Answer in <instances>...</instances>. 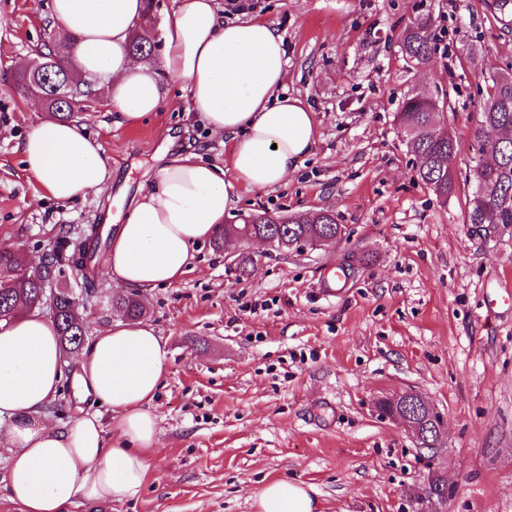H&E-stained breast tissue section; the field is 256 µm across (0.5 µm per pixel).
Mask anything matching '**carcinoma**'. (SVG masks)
<instances>
[{"label":"carcinoma","mask_w":512,"mask_h":512,"mask_svg":"<svg viewBox=\"0 0 512 512\" xmlns=\"http://www.w3.org/2000/svg\"><path fill=\"white\" fill-rule=\"evenodd\" d=\"M402 49L412 61L425 64L433 52L432 22L428 17L416 19L401 36ZM491 89L483 104L473 132L474 146L479 155H492L493 166L477 163L473 166L474 188L466 201L467 223L512 226V71L495 72L490 76ZM439 102L431 98L407 99L397 122L401 131L428 128V134L417 138L415 154L419 159L417 178L438 197H448L455 191L457 142L454 136L439 127ZM339 224L333 215L313 217L305 212L287 219L266 212L253 214L236 225V229L251 236L276 239V246L290 249L301 240L336 234ZM102 248L99 227H92L82 244L71 252L58 248L47 253L43 270L30 271L22 257L14 252L0 251V321L9 322L19 312L39 309L48 300L43 284L54 269L70 263L83 273L85 292L95 284V264ZM58 335L65 350L73 353L83 345L85 326L74 294L67 288L57 289L53 299ZM113 306L130 320L145 312L136 294L115 297Z\"/></svg>","instance_id":"cac0c4a2"}]
</instances>
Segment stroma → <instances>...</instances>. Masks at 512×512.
<instances>
[{
  "mask_svg": "<svg viewBox=\"0 0 512 512\" xmlns=\"http://www.w3.org/2000/svg\"><path fill=\"white\" fill-rule=\"evenodd\" d=\"M48 0H0V244L26 263L70 244L116 214L155 179L167 138L205 163L225 164L223 139L170 101L136 126H118L105 81L79 118L105 150L103 192L60 203L24 169L18 143L47 118L12 75L32 64L48 24ZM240 15L272 23L285 42V86L311 107L317 145L286 183L244 191L230 224L268 211H331L345 233L325 250L265 244L199 246L192 268L143 301L144 320L169 348V373L151 409L158 448L137 497L77 502L70 512H254L266 480L311 485L320 512H419L433 478L450 488L441 512H512V316L493 319L497 284L512 285V227L466 221L467 185L441 200L417 179L396 116L415 95L448 99L441 115L458 145L457 171L475 158L473 129L490 68L512 64V5L496 0H242ZM431 16L435 51L409 62L400 33ZM248 262L247 274L235 266ZM96 267L78 290L87 337L110 324L124 288ZM343 267L335 294L326 273ZM79 359L63 370L46 408L56 425L99 412L79 397ZM413 390L443 420L436 449L385 417L381 400Z\"/></svg>",
  "mask_w": 512,
  "mask_h": 512,
  "instance_id": "35a3bbf8",
  "label": "stroma"
}]
</instances>
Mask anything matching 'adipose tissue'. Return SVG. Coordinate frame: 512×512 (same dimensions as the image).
<instances>
[{
	"label": "adipose tissue",
	"instance_id": "adipose-tissue-1",
	"mask_svg": "<svg viewBox=\"0 0 512 512\" xmlns=\"http://www.w3.org/2000/svg\"><path fill=\"white\" fill-rule=\"evenodd\" d=\"M52 27L69 40L79 75L104 77L116 124L161 111L158 72L174 75L187 109L229 148L221 166L181 154L140 187L112 235L106 272L146 296L180 281L196 244L224 229L240 190L285 184L317 140L315 114L288 95L282 34L255 18L228 20L219 0H179L162 25V62L134 55L129 43L146 0H49ZM24 168L47 195L73 202L109 177L101 143L86 126L45 119L18 145ZM65 356L54 322L28 312L0 324V435L11 453L0 485L16 512H67L77 501L136 496L151 474L157 417L149 408L168 373L167 343L153 327L114 317L81 353L78 388L110 413L68 425L44 419ZM256 512H317L311 486L276 478L255 495Z\"/></svg>",
	"mask_w": 512,
	"mask_h": 512
}]
</instances>
